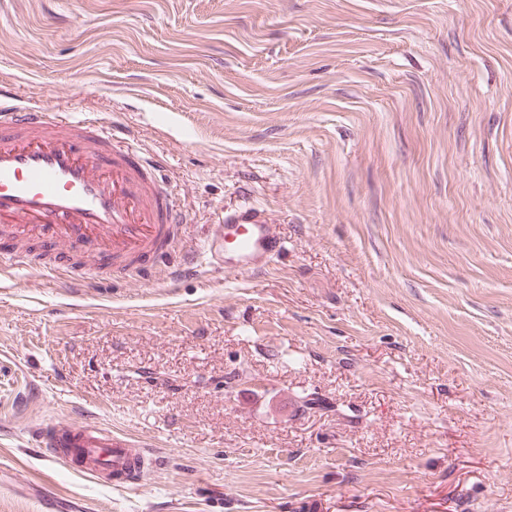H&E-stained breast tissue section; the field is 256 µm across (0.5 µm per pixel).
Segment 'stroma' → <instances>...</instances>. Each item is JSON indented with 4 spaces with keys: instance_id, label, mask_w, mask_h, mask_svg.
Masks as SVG:
<instances>
[{
    "instance_id": "35a3bbf8",
    "label": "stroma",
    "mask_w": 512,
    "mask_h": 512,
    "mask_svg": "<svg viewBox=\"0 0 512 512\" xmlns=\"http://www.w3.org/2000/svg\"><path fill=\"white\" fill-rule=\"evenodd\" d=\"M0 83L130 132L266 269L0 290V512H512V0H0ZM98 421L118 490L36 448ZM222 222L206 225L202 253L206 263L224 267L225 272H254L287 250L286 240L258 208L244 206L224 212ZM33 441L53 462L119 489L141 487L163 463L149 445L96 422L43 420L33 431Z\"/></svg>"
}]
</instances>
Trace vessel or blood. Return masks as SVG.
Returning a JSON list of instances; mask_svg holds the SVG:
<instances>
[{
	"label": "vessel or blood",
	"mask_w": 512,
	"mask_h": 512,
	"mask_svg": "<svg viewBox=\"0 0 512 512\" xmlns=\"http://www.w3.org/2000/svg\"><path fill=\"white\" fill-rule=\"evenodd\" d=\"M186 223L160 162L134 138L84 112L22 104L0 86V235L10 242L0 250L1 267H25L19 247L34 239L47 251V276L78 291L86 286L73 268L81 260L113 279L164 264L170 277L182 278L194 265L171 257ZM286 248L252 206L207 225L202 240L206 263L238 274L269 265ZM33 441L50 460L119 489L141 487L163 463L148 445L96 422L47 419Z\"/></svg>",
	"instance_id": "b4317fda"
}]
</instances>
